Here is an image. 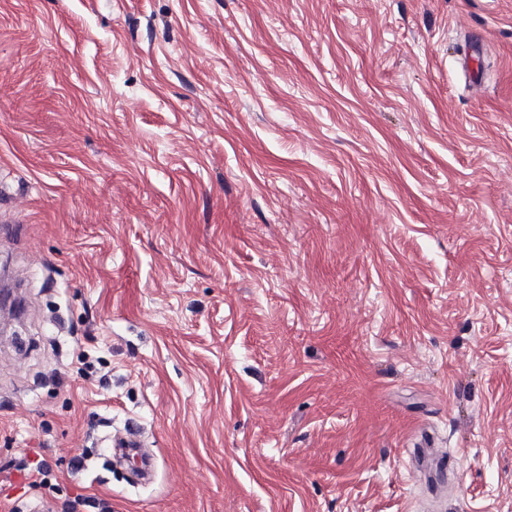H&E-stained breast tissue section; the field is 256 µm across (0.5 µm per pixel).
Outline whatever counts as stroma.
<instances>
[{
    "instance_id": "obj_1",
    "label": "stroma",
    "mask_w": 512,
    "mask_h": 512,
    "mask_svg": "<svg viewBox=\"0 0 512 512\" xmlns=\"http://www.w3.org/2000/svg\"><path fill=\"white\" fill-rule=\"evenodd\" d=\"M0 263V512H512V0H0ZM107 503L99 501L94 497H84L76 495L73 498H67L61 503H57L56 512H84L80 507H90L96 510H86L88 512H112Z\"/></svg>"
}]
</instances>
